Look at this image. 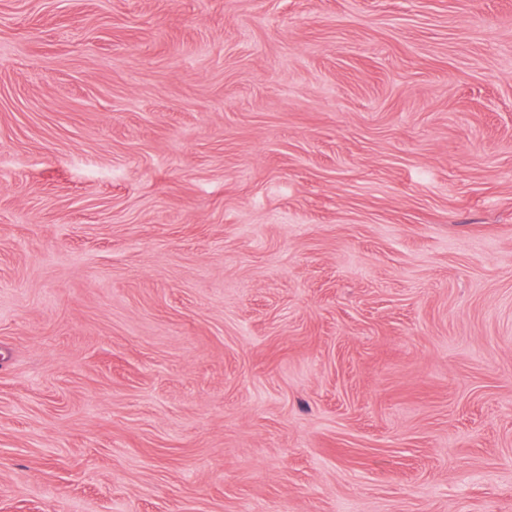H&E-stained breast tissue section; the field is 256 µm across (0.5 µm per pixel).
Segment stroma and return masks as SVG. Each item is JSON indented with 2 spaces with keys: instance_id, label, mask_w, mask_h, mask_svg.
I'll list each match as a JSON object with an SVG mask.
<instances>
[{
  "instance_id": "obj_1",
  "label": "stroma",
  "mask_w": 512,
  "mask_h": 512,
  "mask_svg": "<svg viewBox=\"0 0 512 512\" xmlns=\"http://www.w3.org/2000/svg\"><path fill=\"white\" fill-rule=\"evenodd\" d=\"M0 512H512V0H0Z\"/></svg>"
}]
</instances>
